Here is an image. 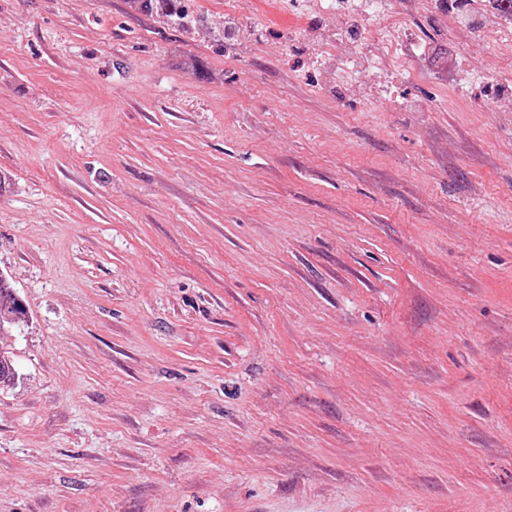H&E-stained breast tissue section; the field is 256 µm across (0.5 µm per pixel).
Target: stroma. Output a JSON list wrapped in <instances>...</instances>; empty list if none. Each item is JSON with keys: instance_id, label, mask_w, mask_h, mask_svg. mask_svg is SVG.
<instances>
[{"instance_id": "35a3bbf8", "label": "stroma", "mask_w": 512, "mask_h": 512, "mask_svg": "<svg viewBox=\"0 0 512 512\" xmlns=\"http://www.w3.org/2000/svg\"><path fill=\"white\" fill-rule=\"evenodd\" d=\"M361 2L0 0V512H512L503 26ZM131 4L138 10L144 12H161L168 17L183 16L187 18L191 16L188 2L190 0H129ZM26 309L8 281L0 275V334L25 318Z\"/></svg>"}]
</instances>
